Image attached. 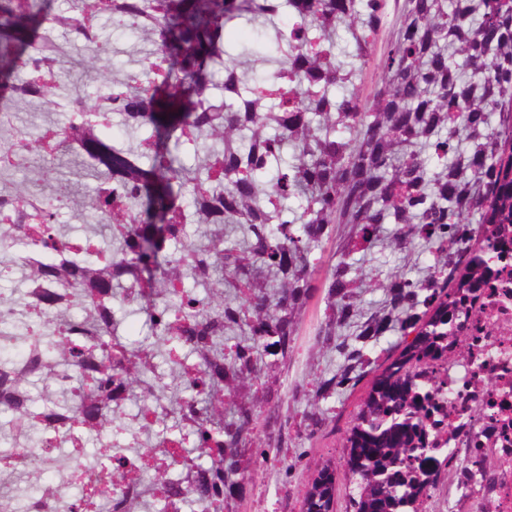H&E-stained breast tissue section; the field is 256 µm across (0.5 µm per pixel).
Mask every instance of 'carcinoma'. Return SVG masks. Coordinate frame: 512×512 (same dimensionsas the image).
Instances as JSON below:
<instances>
[{
    "mask_svg": "<svg viewBox=\"0 0 512 512\" xmlns=\"http://www.w3.org/2000/svg\"><path fill=\"white\" fill-rule=\"evenodd\" d=\"M74 2L54 14L52 0H0V88L46 112L96 108L97 118L78 123L71 139L53 129L26 140L25 149L47 157L67 148L79 172L92 178V208L119 247L104 251L85 241L63 258L49 250L24 266L27 280L45 284L41 304L52 320L37 328L15 320L4 332L3 339L31 350L21 363L0 356V413L24 427L31 444L51 434L103 440L104 457L96 462H112L111 449L122 447L128 429L116 414L145 392L165 390L151 347L133 349L117 336L122 317L114 300L143 304L155 337L187 355L177 374L184 394L169 397L166 406H140L141 425H164V443L181 445L193 436L197 454H185L191 473L180 470L173 478L165 462L156 463L129 498L87 490L84 496L97 504L95 512H140L150 499L158 501V512H168L173 497L185 505L215 503L224 512L243 473L241 449L257 428L255 407L238 398L239 388L248 381L265 387L262 379L288 362L298 317L312 297L311 252L333 225L354 226L327 288L322 339L333 342L336 328L354 316L361 285L346 256L377 237L381 225L397 224L398 246L428 240L439 261L426 280L390 272L384 310L363 322L354 344L343 345L338 372L307 389L313 408L305 428L313 436L339 417L321 404L374 368L344 435V469L326 465L312 474L304 512H335L341 481L351 486L345 512H418L443 480L435 457L447 455L423 422L439 390L419 379V371L448 359L462 305L488 268L490 241L500 225H512V162L502 149L512 141V125L488 122V114L512 101V0H404L399 35L374 74L379 101L373 108L348 91L356 68L338 58L335 36L344 29L363 57L385 0H156L149 13L139 0ZM283 12L293 22L281 27L275 18ZM100 15L119 27L144 17L142 30L162 42L152 64L165 79L134 75L133 90L115 89L95 23ZM245 17L264 19L280 50L269 85L257 83L224 49L227 24ZM58 28L97 61L92 105L79 89L65 99L56 92L65 62ZM446 47L460 61L448 62ZM33 61L38 67L31 70ZM218 84L221 97L214 93ZM114 111L131 129H151L139 149L112 144L106 129ZM462 128L469 132L464 148ZM173 135L196 148L194 171L171 157ZM210 140L222 149H210ZM419 147L439 172L429 175ZM116 176L125 190H104ZM290 198L301 200L300 210L285 205ZM481 212L486 223L476 228ZM54 218L42 213L11 224L13 240L25 245L34 234L59 240ZM191 222L205 241H190ZM227 224L241 227L246 247L226 244ZM260 266L274 271L277 290L258 275ZM69 285L84 297L79 317L62 304ZM226 286L244 300L224 298ZM235 329L243 339L228 356L224 333ZM390 330L401 333V350L382 360L371 356L369 347ZM73 366L80 372L72 394L50 390ZM199 371L202 386L194 387L192 373ZM36 380L46 383L38 396L31 388ZM226 397L236 400L228 420ZM169 419L172 428L165 426ZM28 495L58 501L62 489L44 482Z\"/></svg>",
    "mask_w": 512,
    "mask_h": 512,
    "instance_id": "cac0c4a2",
    "label": "carcinoma"
}]
</instances>
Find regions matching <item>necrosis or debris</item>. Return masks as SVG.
<instances>
[{"label":"necrosis or debris","mask_w":512,"mask_h":512,"mask_svg":"<svg viewBox=\"0 0 512 512\" xmlns=\"http://www.w3.org/2000/svg\"><path fill=\"white\" fill-rule=\"evenodd\" d=\"M448 360L426 370L438 384L446 423L449 495L468 499L473 475L485 478L493 512H512V226L495 241L481 294Z\"/></svg>","instance_id":"necrosis-or-debris-1"}]
</instances>
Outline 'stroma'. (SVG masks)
<instances>
[{"instance_id": "35a3bbf8", "label": "stroma", "mask_w": 512, "mask_h": 512, "mask_svg": "<svg viewBox=\"0 0 512 512\" xmlns=\"http://www.w3.org/2000/svg\"><path fill=\"white\" fill-rule=\"evenodd\" d=\"M401 15V4L397 0H389L374 34L372 51L361 63L354 60V47L348 34L342 31L337 35L340 60L357 65L354 88L365 105H373L378 100L373 73L384 51L395 38ZM96 25L101 40L111 51L114 81L121 84L127 82L130 75L143 74L146 61L155 50L153 35L115 26L105 15L97 18ZM58 39L64 44L68 61L75 64L74 70L62 82V93L76 88L94 93L90 54L83 45L69 41L66 34H59ZM225 41L233 53L248 61L257 81L272 78L275 71L272 59L276 51L262 43L257 25L244 19L234 21L226 29ZM5 109L10 112L11 119L0 124V152L6 155L20 139L44 133L60 124L57 113L43 111L34 102L10 100L6 102ZM67 158V152L62 150L51 158L27 155L18 163L8 158L0 161V193L6 195L22 188L34 200L49 195L52 186L70 176L65 165ZM56 222L61 233L70 238L88 240L100 248L110 245L109 235L98 222L84 191L74 192L66 199L64 207L57 213ZM348 232V225H336L332 238L324 248L314 251L311 257L314 271L312 298L299 317L293 356L288 365L280 368L276 374L282 411L296 419L310 408L307 398L301 394L302 386L319 377L331 375L344 361L342 353L332 344L323 342L321 336L325 325V292L330 272ZM395 233L394 225H383L368 248L349 254V262L362 269L365 276L356 299L357 318L337 329V340L350 339L356 334L360 321L383 306L386 292L377 285V277L395 269L405 272L409 279L419 280L433 271L437 262L434 245L418 240L411 247L401 250L394 245ZM249 446L253 449H274L277 459L251 465L248 482L227 504L226 512H302L311 474L325 465L339 471L344 468L342 431L338 428L311 439L288 433L286 443L278 449L274 448L268 434L263 432L254 437Z\"/></svg>"}]
</instances>
